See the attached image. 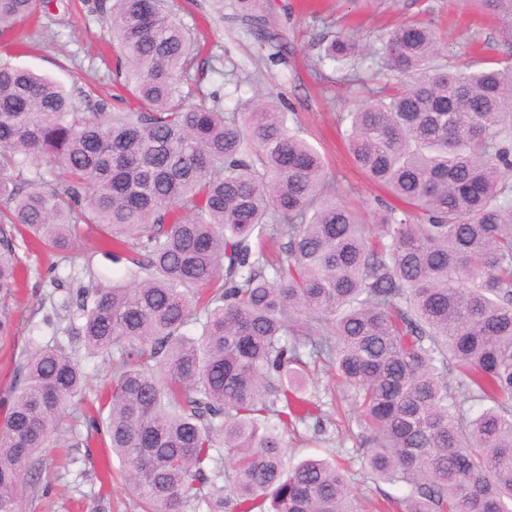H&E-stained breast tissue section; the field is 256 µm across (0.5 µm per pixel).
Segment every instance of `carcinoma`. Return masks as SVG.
Masks as SVG:
<instances>
[{
  "label": "carcinoma",
  "mask_w": 512,
  "mask_h": 512,
  "mask_svg": "<svg viewBox=\"0 0 512 512\" xmlns=\"http://www.w3.org/2000/svg\"><path fill=\"white\" fill-rule=\"evenodd\" d=\"M502 18L512 0H460ZM44 0H0V38ZM137 101L0 61V339L20 275L16 234L68 251L80 225L132 263L133 283L70 292L88 354L120 350L88 434L146 512H181L208 475L232 512H362L336 463L285 464L304 371L336 365L396 512H512V66L450 68L421 22L373 51L399 75L339 116L356 166L387 193L342 202L324 157L278 100L225 113L188 102L199 47L168 0H95ZM355 31L318 66L358 69ZM36 159L52 164L43 172ZM191 324L201 332L187 333ZM0 422V512H24L41 452L85 386L60 343L29 345ZM233 459L220 470L215 437Z\"/></svg>",
  "instance_id": "carcinoma-1"
}]
</instances>
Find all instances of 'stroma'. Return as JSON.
<instances>
[{"label":"stroma","instance_id":"1","mask_svg":"<svg viewBox=\"0 0 512 512\" xmlns=\"http://www.w3.org/2000/svg\"><path fill=\"white\" fill-rule=\"evenodd\" d=\"M92 2L50 0L31 30L29 50L16 62L65 88L79 84L91 89L93 101L118 109L124 76L104 40L106 21L92 13ZM170 5L193 29L202 48V69L192 85L191 102L209 106L217 100L224 111L232 112L238 103L257 95L283 99L290 127L324 156L341 199L365 213L385 192L353 164L337 121L339 113L365 96L340 74L315 70L324 39L340 34L352 18L360 26L361 45H372L403 22L421 17L438 32L448 62H504L512 56L502 22L462 9L457 0H264L256 23L229 9L216 15L213 0H170ZM18 255L28 276L11 305L13 336L0 342V417L13 395L14 362L32 341L66 344L86 372L89 391L111 383L113 359L86 357L81 343L69 342L63 303L72 288L129 277L127 261H112L85 237L75 243L67 259L24 245ZM302 398L318 406L325 431L315 435V422L310 420L298 424L286 439L288 465L309 456L345 458L351 490L365 512H375L383 486L372 479L361 459L362 429L348 422L356 411L352 402L341 400L334 370L321 363L311 367ZM42 459L40 484L45 491L29 500L28 512H142L141 501L123 480L107 477V469H119L120 463L108 458L101 439L74 448L68 433L59 432L53 445L43 450Z\"/></svg>","mask_w":512,"mask_h":512}]
</instances>
